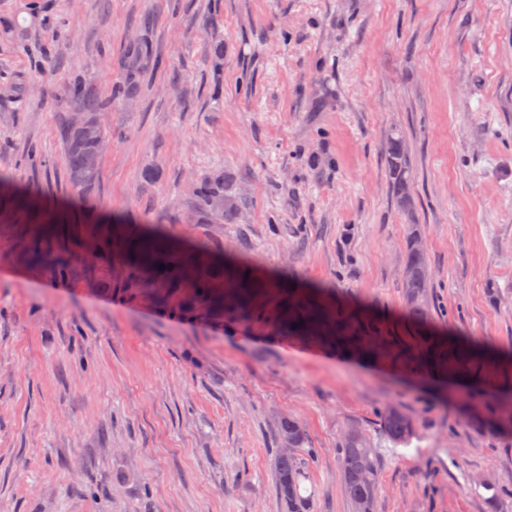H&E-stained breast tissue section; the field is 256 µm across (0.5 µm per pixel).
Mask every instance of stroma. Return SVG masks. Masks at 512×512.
Instances as JSON below:
<instances>
[{"mask_svg":"<svg viewBox=\"0 0 512 512\" xmlns=\"http://www.w3.org/2000/svg\"><path fill=\"white\" fill-rule=\"evenodd\" d=\"M153 46L131 97L139 39ZM109 106L88 203L59 129L74 81ZM403 136L418 198L395 206L383 142ZM223 171L236 223L193 191ZM0 180L62 224L73 271L30 266L0 204V512H281L276 424L317 450L302 495L355 512L338 447L378 450L374 512H512V0H0ZM239 256L288 286L378 316L383 349L340 354L271 324L183 312L92 259L89 228ZM417 222L434 321L502 352L464 376L396 355L402 261ZM396 406L407 444L383 435ZM383 424L386 438L394 445L408 443L414 434L412 420L395 407L385 412Z\"/></svg>","mask_w":512,"mask_h":512,"instance_id":"stroma-1","label":"stroma"}]
</instances>
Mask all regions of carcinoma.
<instances>
[{"label":"carcinoma","mask_w":512,"mask_h":512,"mask_svg":"<svg viewBox=\"0 0 512 512\" xmlns=\"http://www.w3.org/2000/svg\"><path fill=\"white\" fill-rule=\"evenodd\" d=\"M70 99L81 105L86 121L67 120L60 129L66 172L72 192L90 196L100 179V169L89 168L90 159L101 160L107 142L106 128L100 120L102 100L94 90L78 81ZM385 157L389 186L398 210L406 215L416 206L412 191L410 157L403 137L388 135ZM10 208L30 220L26 254L40 264L58 233L55 219L39 210L37 200L11 187H0ZM198 209L206 219L233 223L238 212L234 198L224 194V174L214 171L200 181L196 190ZM119 225L94 228L91 248L96 258L107 265L120 264L135 283L153 285L175 294L189 289L200 307L227 311L245 320L263 314L268 304L276 310L275 326L282 332L315 340L330 347L368 350L378 326L361 324L355 317L336 311L311 291L286 288L278 280L246 275L242 262L233 256L216 254L205 247H186L153 226H143L132 237ZM428 256L420 245L418 225L411 224L403 257L405 314L415 325L428 323L431 313L427 300ZM486 351L456 337L432 334L417 337L410 357L436 372H455L483 361ZM386 438L394 445L406 444L414 434L412 420L395 407L383 418ZM278 454L275 483L282 512H311L312 500L301 494V480L307 478L315 451L309 447L306 429L294 417L284 415L277 423ZM347 497L360 512H373L377 496L378 453L369 438L348 430L338 448Z\"/></svg>","instance_id":"1"}]
</instances>
